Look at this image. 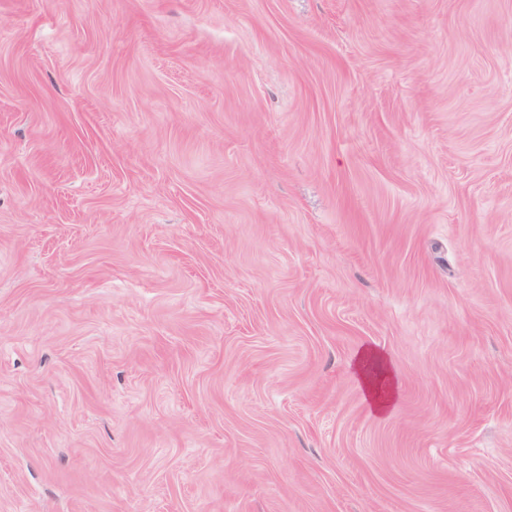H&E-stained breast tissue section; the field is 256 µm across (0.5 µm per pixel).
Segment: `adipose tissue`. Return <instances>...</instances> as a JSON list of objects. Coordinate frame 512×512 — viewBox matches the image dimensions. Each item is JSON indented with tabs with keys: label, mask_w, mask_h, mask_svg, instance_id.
I'll return each instance as SVG.
<instances>
[{
	"label": "adipose tissue",
	"mask_w": 512,
	"mask_h": 512,
	"mask_svg": "<svg viewBox=\"0 0 512 512\" xmlns=\"http://www.w3.org/2000/svg\"><path fill=\"white\" fill-rule=\"evenodd\" d=\"M352 370L369 408L378 414L385 413L394 396L393 374L387 357L374 348H361L354 356Z\"/></svg>",
	"instance_id": "obj_1"
}]
</instances>
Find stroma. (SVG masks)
Returning a JSON list of instances; mask_svg holds the SVG:
<instances>
[{
    "label": "stroma",
    "instance_id": "obj_1",
    "mask_svg": "<svg viewBox=\"0 0 512 512\" xmlns=\"http://www.w3.org/2000/svg\"><path fill=\"white\" fill-rule=\"evenodd\" d=\"M0 512H512V0H0ZM351 367L369 408L377 414L385 413L394 396L393 374L387 357L374 348L363 347L355 354Z\"/></svg>",
    "mask_w": 512,
    "mask_h": 512
}]
</instances>
